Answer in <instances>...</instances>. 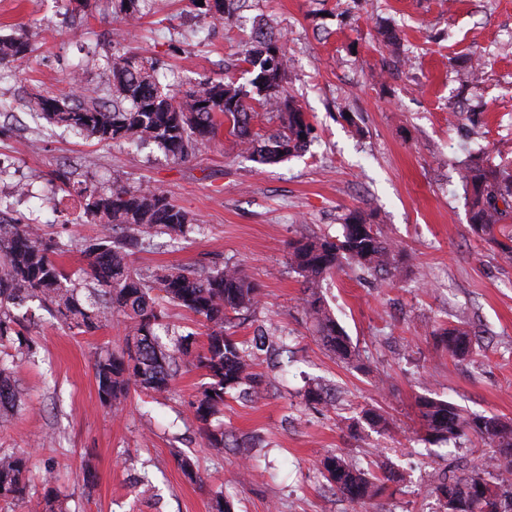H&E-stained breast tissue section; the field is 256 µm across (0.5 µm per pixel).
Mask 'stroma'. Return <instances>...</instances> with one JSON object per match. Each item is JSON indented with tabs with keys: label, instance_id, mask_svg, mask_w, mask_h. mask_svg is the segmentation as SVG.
Here are the masks:
<instances>
[{
	"label": "stroma",
	"instance_id": "stroma-1",
	"mask_svg": "<svg viewBox=\"0 0 512 512\" xmlns=\"http://www.w3.org/2000/svg\"><path fill=\"white\" fill-rule=\"evenodd\" d=\"M196 14L191 0H153L132 28L108 12L75 15L68 0H0V35L25 34L34 49L31 71L0 65V161L10 166L0 198L13 217L38 219L74 242L58 258L73 272L86 266L79 243L103 228L79 223L77 195L51 194L52 170L106 187L122 180L162 189L198 224L176 241L144 239L134 266L159 273L238 264L258 284L260 303L236 338L288 334L290 362L257 365L268 385L254 401L227 395L224 426L238 445L219 452L188 405L200 371L181 372L171 394L133 392L120 408L104 407L92 355L123 348L125 318L76 334L29 300L13 312L34 355L14 366L18 401L0 414V449H28L31 499L52 481L67 512H211L219 492L233 512H439L434 474L481 461V449L472 438L422 441L419 397L512 420V263L472 234L459 166L471 154L512 160V0H251L225 23L202 24ZM262 18L286 44L287 89L314 127L309 148L279 163L249 160L224 126L196 158L177 162L156 148L83 138L28 110L40 95L96 89L99 66L83 59L102 63L122 47L164 60L166 82L182 90L206 76L247 82L242 51ZM387 31L404 60L390 75L381 71ZM477 56L488 65L477 85L462 87ZM21 183L28 195H18ZM355 208L404 250L407 271L389 280L348 265L322 281L358 352L344 363L306 318L288 252L303 237L341 236ZM458 323L474 346L452 358L435 332ZM316 384L332 389L333 404L306 405L304 390ZM372 407L388 417L387 430L364 421ZM330 453L373 472L389 463L404 480L356 510L320 472ZM183 456L195 461L196 478L181 470ZM144 474L156 497L138 492Z\"/></svg>",
	"mask_w": 512,
	"mask_h": 512
}]
</instances>
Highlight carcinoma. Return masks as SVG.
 Here are the masks:
<instances>
[{"mask_svg":"<svg viewBox=\"0 0 512 512\" xmlns=\"http://www.w3.org/2000/svg\"><path fill=\"white\" fill-rule=\"evenodd\" d=\"M203 5H198V2ZM150 0H112L113 13L132 22L145 15ZM191 0L202 19L228 21L238 0ZM258 25L253 45L244 62L251 78L245 84L204 78L182 91L160 81L165 62L143 59L129 50H118L107 63L106 97L77 95L66 101L40 96L30 102L33 111L53 124L99 142L125 141L138 148L155 145L180 162L197 156L216 135V116L224 115L235 136L253 161L275 164L299 153L311 141L313 126L293 99L287 96L289 60L282 40ZM33 52L20 34L0 38V63L24 62ZM277 113L280 128L259 141L251 122L256 108ZM462 178L469 191L471 229L482 240L496 244L512 260V167L467 163ZM50 183L74 192L84 201L87 222L101 224L103 234L81 245L88 269L77 274L64 269L55 257L67 252L37 225L5 218L9 204L0 206V347L26 354L33 340L11 308L36 299L53 316L79 334L93 333L114 314L130 319L122 354L95 353L93 368L100 402L115 407L135 389L169 394L184 368L203 372L190 406L204 426L208 447L233 444L232 432L224 429L225 395L238 392L243 399L260 397L261 374L254 371L258 352L268 349L288 354L285 336L252 342L238 341L231 332L232 315L257 307L259 288L237 266L204 271L173 268L146 277L129 260L128 248L145 235L183 237L191 219L160 189L114 182L105 188L92 182L71 183L69 172L58 169ZM290 267L304 285L303 311L323 345L338 358L349 360V336L327 309L317 287L321 280L354 264L371 274L390 275L399 270V250L382 236L372 215L355 208L344 219L340 238L305 237L290 243ZM91 288L90 299L80 298L82 286ZM173 303L193 315L205 328V341L195 334L176 335L164 323L165 304ZM451 357H463L472 349V338L461 326L439 334ZM17 388L11 368L0 358V411L16 402ZM419 417L428 442H449L473 436L486 448L488 464L473 467L461 476H441L432 493L443 512H503L504 485L512 476V421L497 415L471 416L453 403L434 397L419 401ZM218 421L212 426V421ZM29 458L23 449L0 451V499L23 501L29 483ZM322 474L330 487L349 502L363 506L379 496L388 482L397 481L390 470L377 476L333 454L322 461Z\"/></svg>","mask_w":512,"mask_h":512,"instance_id":"carcinoma-1","label":"carcinoma"}]
</instances>
